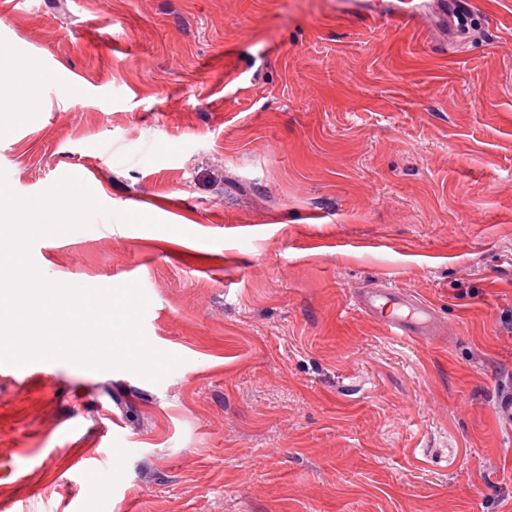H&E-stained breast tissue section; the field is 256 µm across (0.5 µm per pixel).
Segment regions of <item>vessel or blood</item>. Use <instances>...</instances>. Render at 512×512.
Masks as SVG:
<instances>
[{
    "mask_svg": "<svg viewBox=\"0 0 512 512\" xmlns=\"http://www.w3.org/2000/svg\"><path fill=\"white\" fill-rule=\"evenodd\" d=\"M335 5L337 15L365 24L379 18L393 24L406 20L441 24L460 7L458 0H335ZM354 307L378 318L392 336L418 337L425 328L439 323L432 306L386 283L360 289L354 297Z\"/></svg>",
    "mask_w": 512,
    "mask_h": 512,
    "instance_id": "vessel-or-blood-1",
    "label": "vessel or blood"
}]
</instances>
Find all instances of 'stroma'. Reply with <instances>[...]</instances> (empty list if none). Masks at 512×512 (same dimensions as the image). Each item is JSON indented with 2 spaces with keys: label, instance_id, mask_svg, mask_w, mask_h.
<instances>
[{
  "label": "stroma",
  "instance_id": "35a3bbf8",
  "mask_svg": "<svg viewBox=\"0 0 512 512\" xmlns=\"http://www.w3.org/2000/svg\"><path fill=\"white\" fill-rule=\"evenodd\" d=\"M428 35L331 0H0V50L68 72L0 140L112 211L36 239L51 281L140 282L182 363L0 365V512H512V0ZM390 279L445 332L350 306ZM100 449L87 468L74 462Z\"/></svg>",
  "mask_w": 512,
  "mask_h": 512
}]
</instances>
